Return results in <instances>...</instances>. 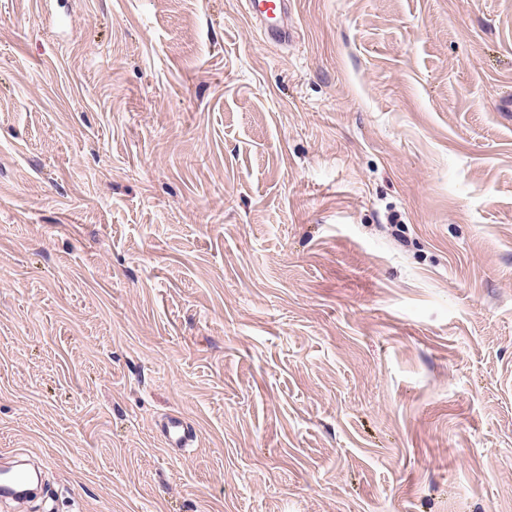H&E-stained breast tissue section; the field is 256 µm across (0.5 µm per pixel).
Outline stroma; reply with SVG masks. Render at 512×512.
Wrapping results in <instances>:
<instances>
[{"label": "stroma", "instance_id": "stroma-1", "mask_svg": "<svg viewBox=\"0 0 512 512\" xmlns=\"http://www.w3.org/2000/svg\"><path fill=\"white\" fill-rule=\"evenodd\" d=\"M292 21L274 47L242 0H0L29 512H512V0ZM157 437L162 447L175 454H182L194 446L197 434L192 425L176 416H168L157 428Z\"/></svg>", "mask_w": 512, "mask_h": 512}]
</instances>
